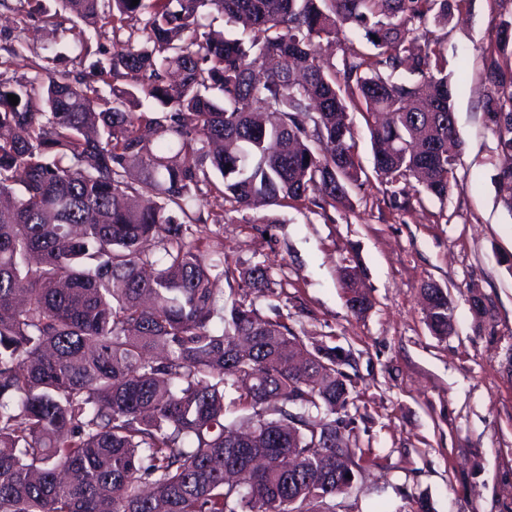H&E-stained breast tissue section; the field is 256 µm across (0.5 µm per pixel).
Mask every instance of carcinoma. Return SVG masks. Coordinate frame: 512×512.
<instances>
[{
	"label": "carcinoma",
	"mask_w": 512,
	"mask_h": 512,
	"mask_svg": "<svg viewBox=\"0 0 512 512\" xmlns=\"http://www.w3.org/2000/svg\"><path fill=\"white\" fill-rule=\"evenodd\" d=\"M27 2L83 57L98 19L114 38L74 80L55 41L30 72L0 73V512H335L354 483L350 362L246 293L224 305L197 202H350L352 110L378 177L445 198L462 152L447 59L409 44L466 0ZM348 30L378 53L323 58ZM507 56L512 15L483 61L512 212ZM239 277L271 288L258 265ZM344 288L369 308L348 274ZM422 294L430 331L450 334L448 291Z\"/></svg>",
	"instance_id": "cac0c4a2"
}]
</instances>
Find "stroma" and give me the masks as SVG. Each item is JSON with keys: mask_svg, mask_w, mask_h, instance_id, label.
Returning a JSON list of instances; mask_svg holds the SVG:
<instances>
[{"mask_svg": "<svg viewBox=\"0 0 512 512\" xmlns=\"http://www.w3.org/2000/svg\"><path fill=\"white\" fill-rule=\"evenodd\" d=\"M0 7V46L19 29L22 74L48 36L38 21ZM512 0H469L447 26H429L448 74L463 142L458 188L445 199L424 195L396 202L374 172L370 132L361 113L350 120L366 178L346 205L217 208L202 203L215 250L230 274L218 279L225 301L237 298L238 274L259 264L273 286L256 300L279 308L304 343L338 346L355 376L357 445L365 451L336 512H414L428 497L434 512H512V213L494 182L499 158L484 112L489 92L483 58L498 41ZM273 216L270 224L262 216ZM356 269L372 306L347 305L345 269ZM447 289L451 334L433 335L421 288ZM479 292L488 309L476 325L470 307Z\"/></svg>", "mask_w": 512, "mask_h": 512, "instance_id": "1", "label": "stroma"}]
</instances>
